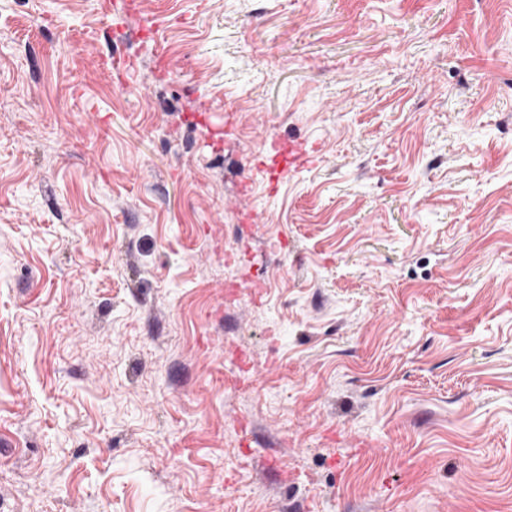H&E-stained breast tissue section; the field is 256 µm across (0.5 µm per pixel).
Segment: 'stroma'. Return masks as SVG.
Here are the masks:
<instances>
[{
  "label": "stroma",
  "mask_w": 512,
  "mask_h": 512,
  "mask_svg": "<svg viewBox=\"0 0 512 512\" xmlns=\"http://www.w3.org/2000/svg\"><path fill=\"white\" fill-rule=\"evenodd\" d=\"M0 512H512V0H0Z\"/></svg>",
  "instance_id": "stroma-1"
}]
</instances>
